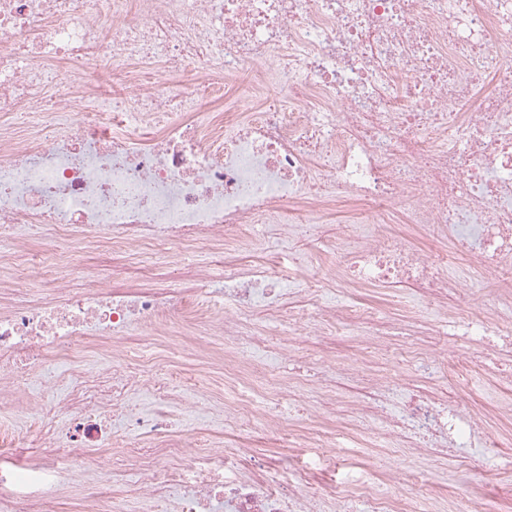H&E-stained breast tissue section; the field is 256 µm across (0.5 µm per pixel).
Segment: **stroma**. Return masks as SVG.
Returning <instances> with one entry per match:
<instances>
[{
    "label": "stroma",
    "mask_w": 512,
    "mask_h": 512,
    "mask_svg": "<svg viewBox=\"0 0 512 512\" xmlns=\"http://www.w3.org/2000/svg\"><path fill=\"white\" fill-rule=\"evenodd\" d=\"M77 261L88 276L115 288H163L173 280L189 291L196 286L194 265L190 262L179 267L161 261L146 272L128 254L105 250L78 252ZM352 299L372 312L386 313L396 320L395 329L381 337L383 351L371 354L365 367H357L354 361L358 336H313L303 331L291 338L299 350L298 359L262 364V351L276 350L281 343L280 336L270 331L263 338L261 351L251 352V365L245 371L246 377L257 385L267 383L275 373L289 385H303L305 397L288 412L289 430L309 428L324 435L334 434L337 422H344L345 434L336 436L333 449L337 482L379 483L394 454L393 449L378 446L371 436L374 410L360 414L352 407L353 400L364 395L376 376L389 369L394 370L400 390L433 383L438 391L456 398L460 413L475 418L479 431L492 432L504 439L512 437V420L501 418L498 413L503 402L512 401V352L501 353L497 362L485 363L481 360L482 344L474 343L465 349L458 337L427 335V323L444 318L445 313L414 296L396 298L388 289L371 287L356 289ZM464 350L472 361V370L466 376L456 368ZM161 373L168 382L183 387L188 396H200L195 413L186 415L183 408L163 402L153 390L133 394L126 403L127 409L144 419L165 412L174 424L173 434L188 446L245 448L256 458L288 461L296 468L314 466L321 456L318 448L274 445L259 419L225 422L221 412L229 390L224 375L216 368L198 364L190 352L172 350L161 365ZM8 375L7 369L0 368V397L7 400L0 407V425L11 427L20 441L6 458L31 462L36 455L27 439L35 430L48 395L61 391L68 374L60 368L40 374V382L30 394L17 396L7 385ZM458 453L465 458V465L453 463L439 450L425 463L405 458L407 479L398 486L397 495H434L448 508L465 497L492 499L499 512H512V447L487 456L472 439ZM113 462L112 453L96 456L89 474L49 487L48 493L63 502V512H75L77 503L90 491L91 472L110 469Z\"/></svg>",
    "instance_id": "obj_1"
}]
</instances>
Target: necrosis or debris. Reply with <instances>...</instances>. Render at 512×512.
I'll return each instance as SVG.
<instances>
[{
  "label": "necrosis or debris",
  "mask_w": 512,
  "mask_h": 512,
  "mask_svg": "<svg viewBox=\"0 0 512 512\" xmlns=\"http://www.w3.org/2000/svg\"><path fill=\"white\" fill-rule=\"evenodd\" d=\"M244 80L248 113H221L224 86ZM358 207V224L316 238L338 264L342 295L325 303L313 270L302 288L319 330L350 331L376 317L347 301L380 286L426 299L469 294L444 276L437 257L407 244L397 224L448 238L453 254L496 280L512 273V0H0V365L16 388L65 364L75 378L39 418L36 463L0 468L14 488L0 512H59L46 485L80 475L102 448L134 450L155 424L112 419L129 393L150 386L186 403L152 373L155 342L198 331L224 339L220 363L240 383L224 418L260 419L273 440L287 436L280 406L299 401L287 385L241 380L245 315L262 327L287 321L280 272L265 255L294 225L331 207ZM38 227L58 268L23 265L12 247ZM87 247L131 253L144 267L199 257L192 294L117 293L84 279L76 254ZM251 261L224 264L213 284L204 259L227 249ZM512 293L429 335L471 342L496 335L512 347ZM141 326L133 363L124 338ZM112 351V368L85 366L90 344ZM396 389L380 375L375 436L426 461L435 443L456 446L477 431L453 400L422 393L401 415L386 405ZM146 502L193 493L171 512H319L344 498L309 491L276 464L243 448L184 447L165 436L139 461Z\"/></svg>",
  "instance_id": "4bbe7bcc"
}]
</instances>
